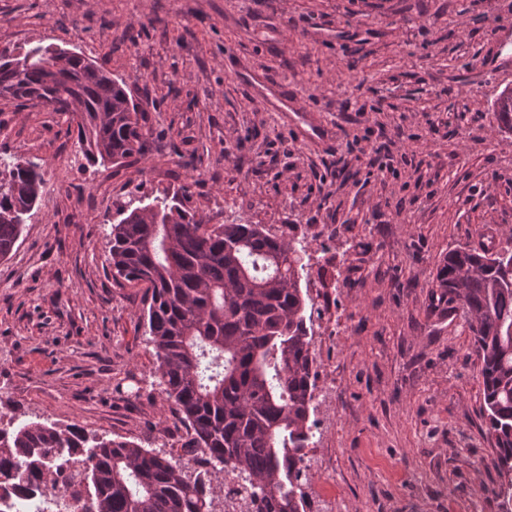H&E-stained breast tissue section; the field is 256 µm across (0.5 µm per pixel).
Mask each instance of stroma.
Masks as SVG:
<instances>
[{"mask_svg":"<svg viewBox=\"0 0 512 512\" xmlns=\"http://www.w3.org/2000/svg\"><path fill=\"white\" fill-rule=\"evenodd\" d=\"M512 0H0V46L55 44L150 94L144 155L90 165L62 116L0 100V165L44 175L0 260V412L177 453L155 382L144 291L112 279L118 210L168 194L208 224L336 229V391L314 419L320 512H498L481 379L460 312L438 299L448 251L482 225L512 247V133L493 116ZM234 55L238 67L224 66ZM291 88L337 135L318 149L266 91Z\"/></svg>","mask_w":512,"mask_h":512,"instance_id":"stroma-1","label":"stroma"}]
</instances>
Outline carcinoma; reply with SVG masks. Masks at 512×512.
Returning a JSON list of instances; mask_svg holds the SVG:
<instances>
[{"label": "carcinoma", "instance_id": "cac0c4a2", "mask_svg": "<svg viewBox=\"0 0 512 512\" xmlns=\"http://www.w3.org/2000/svg\"><path fill=\"white\" fill-rule=\"evenodd\" d=\"M2 91L18 110L65 115L91 164L144 150L149 95L133 99L124 81L78 52L0 46ZM494 118L512 132V101L495 105ZM42 184L32 162L0 171L1 259ZM110 243L112 279L148 294L158 385L177 407L181 447L197 468L190 474L182 458L128 440L92 439L75 424L11 420L0 429V497L35 478L69 492L79 512H300L316 387L300 287L306 250L242 219L205 224L176 196L124 210ZM436 280L474 339L499 512H512V250H452Z\"/></svg>", "mask_w": 512, "mask_h": 512}]
</instances>
